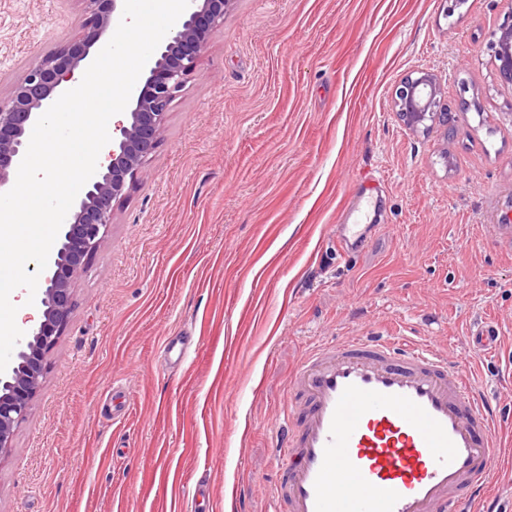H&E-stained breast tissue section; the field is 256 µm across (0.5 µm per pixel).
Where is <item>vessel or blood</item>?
I'll use <instances>...</instances> for the list:
<instances>
[{
  "label": "vessel or blood",
  "instance_id": "b4317fda",
  "mask_svg": "<svg viewBox=\"0 0 512 512\" xmlns=\"http://www.w3.org/2000/svg\"><path fill=\"white\" fill-rule=\"evenodd\" d=\"M463 366L402 337L312 348L289 382L277 512H466L502 454Z\"/></svg>",
  "mask_w": 512,
  "mask_h": 512
}]
</instances>
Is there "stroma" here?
Masks as SVG:
<instances>
[{"label":"stroma","mask_w":512,"mask_h":512,"mask_svg":"<svg viewBox=\"0 0 512 512\" xmlns=\"http://www.w3.org/2000/svg\"><path fill=\"white\" fill-rule=\"evenodd\" d=\"M83 0H0V99ZM512 0H235L116 202L13 446L0 512H273L275 432L313 345L404 336L512 407ZM433 74L447 125L396 115ZM366 223L357 247L336 227ZM490 324L496 351L466 338ZM192 346L166 361L167 338ZM487 512H512V424ZM512 20V19H511ZM500 28L497 40L490 44L495 60L499 62L498 68L502 81L512 85V23Z\"/></svg>","instance_id":"obj_1"}]
</instances>
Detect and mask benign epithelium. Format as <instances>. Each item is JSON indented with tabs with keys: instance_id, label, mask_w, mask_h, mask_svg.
<instances>
[{
	"instance_id": "benign-epithelium-1",
	"label": "benign epithelium",
	"mask_w": 512,
	"mask_h": 512,
	"mask_svg": "<svg viewBox=\"0 0 512 512\" xmlns=\"http://www.w3.org/2000/svg\"><path fill=\"white\" fill-rule=\"evenodd\" d=\"M81 33L39 57L0 100V193L17 176L28 146V130L65 92L75 70L87 66L91 49L106 41L118 21L119 0H84ZM234 0H189V5L146 63L129 99L127 124L112 129L111 162L96 170L84 193L72 204L49 254L38 303L39 322L25 329L12 361L0 373V455L12 447L14 431L26 418L43 386L46 359L73 310V289L86 272L112 220L114 202L144 177L157 149L168 113L184 91L212 37L224 26ZM502 81L512 85V23L490 44ZM439 86L423 73L407 78L395 92L397 115L412 131L448 123L436 110Z\"/></svg>"
}]
</instances>
